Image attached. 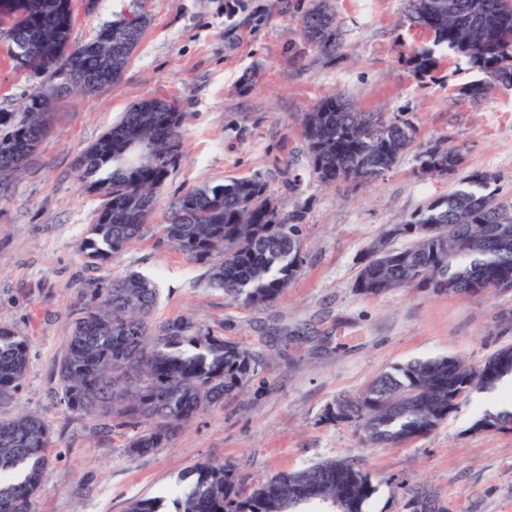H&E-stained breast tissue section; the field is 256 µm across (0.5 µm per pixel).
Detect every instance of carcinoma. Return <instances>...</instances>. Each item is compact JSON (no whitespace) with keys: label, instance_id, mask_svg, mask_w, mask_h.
<instances>
[{"label":"carcinoma","instance_id":"carcinoma-1","mask_svg":"<svg viewBox=\"0 0 512 512\" xmlns=\"http://www.w3.org/2000/svg\"><path fill=\"white\" fill-rule=\"evenodd\" d=\"M0 11V35L12 66L43 78L11 111L0 112V181L19 171L31 148L49 132L51 108L59 93L53 62L74 54L87 72L109 61L112 83L121 80L140 41L147 19L131 26L117 19L91 41L71 40L72 0H11ZM407 0L405 22L426 27L431 37L400 56L420 82L433 81L441 69L462 62L480 74L472 86L512 87V0ZM304 43L323 54H338L345 40L336 18L318 0L300 18ZM184 114L164 98L132 104L77 158L79 178L102 205L92 236L82 246L96 261L120 257L126 245L148 226L158 193L182 159ZM311 175L325 186L378 180L409 153L417 171L431 174L437 163L452 170L460 148L451 138L418 143L417 127L399 116L365 112L342 94L313 105L301 117ZM496 176L473 171L447 196L435 199L398 225L411 238L380 264L366 256L354 287L379 296L396 288L433 293L448 281L457 293L480 287L496 292L512 284V240L503 248L483 242L495 224L512 226V198L486 192ZM305 211L288 210L259 178H232L224 184L193 187L171 201L160 225L163 236L194 261L213 255L210 283L234 301L265 306L275 302L300 273L304 262ZM431 225L435 235L418 236ZM159 298L147 278L130 273L112 281L90 299L75 319L58 360L63 401L73 411L118 419L138 429L128 444L144 455L170 440L183 425L224 399L240 394L257 364L237 344L202 332L185 318L159 328L149 317ZM29 340L0 328V403L11 402L28 367ZM446 356L418 360L373 379L364 391L329 404L330 420L356 421L372 444H400L424 437L447 418L448 400L459 393L492 390L512 373V346L492 353L474 368L462 360L448 366ZM51 429L35 413L0 418V512H32L34 497L49 465ZM195 483L183 494L177 512H304L317 503L341 504L345 512H365L375 493L369 474L342 459H324L308 467L278 473L247 495L226 465L198 462Z\"/></svg>","mask_w":512,"mask_h":512}]
</instances>
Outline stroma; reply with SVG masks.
<instances>
[{"instance_id":"obj_1","label":"stroma","mask_w":512,"mask_h":512,"mask_svg":"<svg viewBox=\"0 0 512 512\" xmlns=\"http://www.w3.org/2000/svg\"><path fill=\"white\" fill-rule=\"evenodd\" d=\"M225 2L98 0L95 11L78 13L76 42L128 14L149 24L117 84L55 100L49 133L0 191V327L30 339L23 386L0 404V417L34 412L52 429L33 512H128L146 498L160 499V512H176L196 462L232 465L247 492L258 480L329 458L354 460L370 474L376 492L368 512H409L412 486L425 489L440 512H512V429L477 430L486 411L477 395L427 437L400 445L370 444L357 423L324 415L334 399L358 394L394 366L448 356L477 367L512 345V292L354 290L367 249L447 195L460 176L492 172L498 195L512 194V89L460 103L455 91L473 73L418 82L399 61L417 37L403 20L404 0H328L346 39L337 55L317 52L299 34L311 0H240L232 13ZM40 83L11 68L0 41V110ZM338 93L410 120L421 143L450 137L462 148L458 172L423 176L407 156L367 185L310 179L300 118ZM150 97L185 113L184 157L143 236L118 261L91 263L81 243L100 200L79 181L76 159L131 103ZM240 177L261 178L286 209L306 211L303 268L279 300L262 307L225 298L209 283L210 263L188 259L159 230L173 198ZM130 271L160 290L154 324L190 319L257 359L240 395L135 457L127 452L132 429L64 405L57 372L84 297Z\"/></svg>"}]
</instances>
